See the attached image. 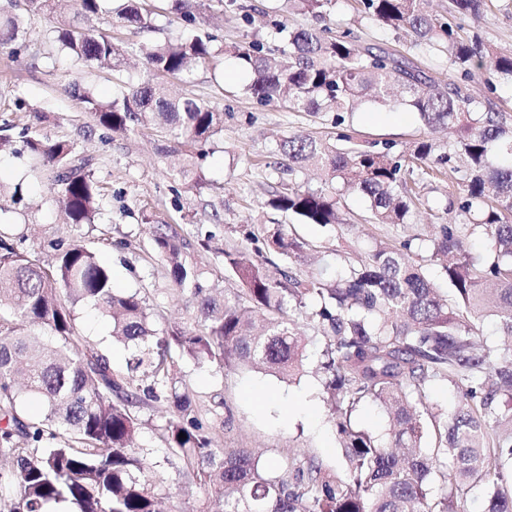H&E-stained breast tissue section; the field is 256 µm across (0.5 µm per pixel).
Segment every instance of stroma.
<instances>
[{"instance_id":"stroma-1","label":"stroma","mask_w":512,"mask_h":512,"mask_svg":"<svg viewBox=\"0 0 512 512\" xmlns=\"http://www.w3.org/2000/svg\"><path fill=\"white\" fill-rule=\"evenodd\" d=\"M0 13L24 19L17 52L0 48V121L14 123L11 146L0 153V185L21 196L19 203L9 204L7 212L0 214V222L11 225L20 251L47 263L53 254L45 249V241L67 242L81 234L87 247L111 269L115 288L138 290L146 297L152 327L161 336L175 326L200 327L201 318L189 295L177 289L165 262L155 254L151 227L143 222L147 211L156 220L183 224L185 251L196 256L209 280L227 289L235 288V281L215 254L199 251V237L211 236L213 245L222 248L239 247L246 243L245 231L260 224L284 225L315 249L334 251L339 265L363 258L379 242L411 241V256L425 266L438 288H447L441 267L431 257L427 210H419L404 226L373 224L365 200L352 194L344 200L346 224L322 227L262 207V200L278 180L269 163L279 141L294 132L323 136L336 134L337 129L332 114L291 112L278 102L262 106L241 94L247 72L228 50L256 39L277 49L278 40L261 21L247 22L236 9L208 12L198 34L211 37L214 48L225 50L223 77L214 78L209 67L199 65L168 82L172 96L210 102L224 114V132L202 165L206 187L199 194L176 179L182 154L163 150L159 133L146 129L126 135L112 133L98 126L67 91L68 83L76 81L96 97H111L121 82L140 81L145 71L143 59L130 58L122 79L117 80L111 71L53 55L47 39L49 19L26 16L23 0H0ZM275 18L292 29L326 26L336 34L349 30L364 44L392 41L376 23L361 17L355 0H338L335 11L322 20L286 8L277 9ZM462 26L467 34L478 35L498 49L512 50V0H492L484 19H468ZM495 82V74L487 66L464 86L477 99L491 101L494 109L505 112L512 122V89L496 87ZM346 125L369 138L394 143L399 151L423 134L415 115L402 105L365 104L347 117ZM31 136L68 141L78 157L86 160L88 172L103 189L94 224L77 232L65 224L51 172L36 164L25 147ZM75 323L79 333L107 347L115 367H123L126 349L112 340L108 317L87 304L77 307ZM177 377L218 447L250 449L265 464L286 454L300 464L315 460L328 472L342 471V450L322 402L320 380L313 373L306 371L283 380L255 369L219 374L213 368L183 361ZM140 415L143 426L137 443L161 458V471L170 487L165 507L167 512H181L185 502L201 496L202 491L186 485L177 461L162 459L159 429L165 422L164 404L142 406Z\"/></svg>"}]
</instances>
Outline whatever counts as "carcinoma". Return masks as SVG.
<instances>
[{
    "instance_id": "cac0c4a2",
    "label": "carcinoma",
    "mask_w": 512,
    "mask_h": 512,
    "mask_svg": "<svg viewBox=\"0 0 512 512\" xmlns=\"http://www.w3.org/2000/svg\"><path fill=\"white\" fill-rule=\"evenodd\" d=\"M103 2L74 0L69 13L57 16L55 0H26V11L51 15L58 51L79 63L114 72L130 55L144 58L146 77L108 100L76 81L67 91L114 133L134 132L151 120L184 155L183 183L202 189L199 162L223 131V113L204 101L170 97L159 78L181 76L198 63L221 64L223 51L195 34L212 0H165L182 35L128 46L98 32L95 21L106 12L144 30L151 28V12H142L140 0H121L108 12ZM285 2L324 19L337 0ZM432 2L357 0L361 14L396 38L410 37L404 52L361 46L349 31L290 30L276 22L284 42L280 59L269 58L259 41L234 56L249 74L245 93L262 105L283 99L291 112L332 113L339 128L365 100L399 104L427 129L448 134L443 144L428 137L396 152L353 132L341 131L334 141L293 133L277 144L288 182L274 187L265 205L325 227L344 223L339 197L357 193L373 223L398 226L410 223L430 171L448 173L446 204H433L441 222L430 242L450 298L406 254L408 240L398 247L381 242L339 273L326 262L311 278L293 271L272 277V260L260 249L219 248L238 283L226 292L185 255L175 225L149 214L144 220L154 225V251L204 321L199 331L158 336L146 298L116 291L110 270L82 237L49 243L55 260L44 266L0 231V458L9 460L0 466V486L16 490L0 499V512H50L52 503H70L75 512H160V461L137 445L143 422L136 408L150 401L169 407L160 433L167 457L206 491V503L184 512H458V500L475 486L484 491V512H512V125L459 84L435 81L420 60L424 52H443L449 69L465 78L489 65L501 83L512 85V53L462 34L459 21L484 17L490 0H447L441 13ZM21 32L18 16H0L1 46ZM26 147L55 173L66 223L77 229L94 223L101 188L75 163L73 145L29 137ZM308 167L323 170L324 185L295 181ZM261 231L248 236L290 264L305 261L311 250L278 224ZM476 232L491 242L493 258L467 249ZM83 303L112 319V337L127 349L123 369H114L107 352L77 331L75 308ZM299 315L323 338L314 372L346 461L342 477L312 461L290 478L286 457L264 465L245 448L216 447L177 385L181 361L292 378L305 361ZM488 317L509 352L477 339V326ZM446 379L461 388V401L442 418L427 387ZM27 397L41 400L45 410L25 421ZM364 402L387 417L384 436L352 425V412ZM437 478L445 492L434 496L430 484Z\"/></svg>"
}]
</instances>
